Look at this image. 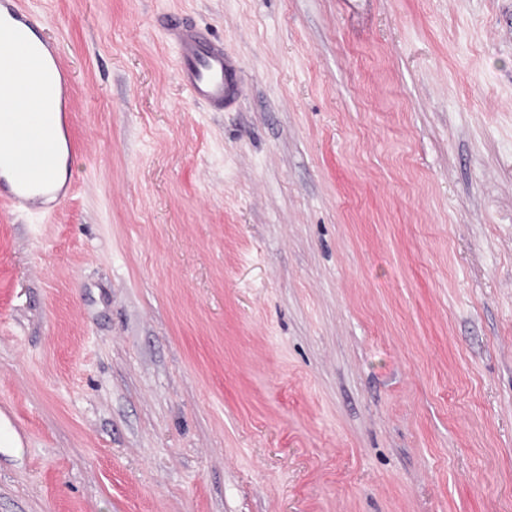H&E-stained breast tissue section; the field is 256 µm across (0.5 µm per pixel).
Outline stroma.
<instances>
[{"label":"stroma","mask_w":512,"mask_h":512,"mask_svg":"<svg viewBox=\"0 0 512 512\" xmlns=\"http://www.w3.org/2000/svg\"><path fill=\"white\" fill-rule=\"evenodd\" d=\"M27 4L74 190L0 203V512H512V0ZM179 59V76L193 97L212 109L222 110L237 93L233 82L236 60L224 46L200 34L189 24L169 23Z\"/></svg>","instance_id":"obj_1"}]
</instances>
